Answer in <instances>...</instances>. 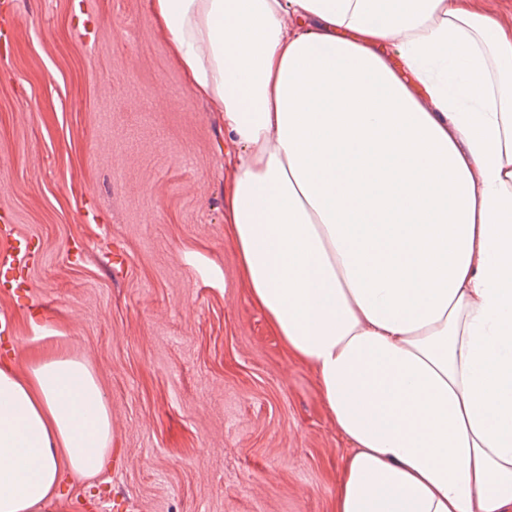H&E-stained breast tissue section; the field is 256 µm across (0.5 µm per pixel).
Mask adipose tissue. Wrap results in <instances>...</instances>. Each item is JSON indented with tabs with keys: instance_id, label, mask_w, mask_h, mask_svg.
Segmentation results:
<instances>
[{
	"instance_id": "adipose-tissue-1",
	"label": "adipose tissue",
	"mask_w": 512,
	"mask_h": 512,
	"mask_svg": "<svg viewBox=\"0 0 512 512\" xmlns=\"http://www.w3.org/2000/svg\"><path fill=\"white\" fill-rule=\"evenodd\" d=\"M224 118L242 277L349 442L335 512H512V0H145ZM112 448L92 370L0 368V512Z\"/></svg>"
}]
</instances>
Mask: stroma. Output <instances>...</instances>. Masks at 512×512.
<instances>
[{"label": "stroma", "mask_w": 512, "mask_h": 512, "mask_svg": "<svg viewBox=\"0 0 512 512\" xmlns=\"http://www.w3.org/2000/svg\"><path fill=\"white\" fill-rule=\"evenodd\" d=\"M12 2L0 225L34 257L0 368L67 353L112 408L108 467L44 512H333L350 447L241 276L219 113L145 0Z\"/></svg>", "instance_id": "obj_1"}]
</instances>
